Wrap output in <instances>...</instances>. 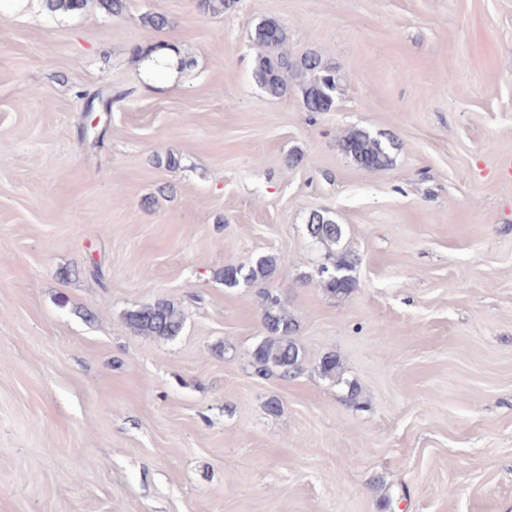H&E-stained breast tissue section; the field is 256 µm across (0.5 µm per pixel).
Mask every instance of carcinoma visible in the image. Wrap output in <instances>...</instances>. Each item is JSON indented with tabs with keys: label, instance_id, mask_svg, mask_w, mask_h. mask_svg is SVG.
Wrapping results in <instances>:
<instances>
[{
	"label": "carcinoma",
	"instance_id": "cac0c4a2",
	"mask_svg": "<svg viewBox=\"0 0 512 512\" xmlns=\"http://www.w3.org/2000/svg\"><path fill=\"white\" fill-rule=\"evenodd\" d=\"M85 0H46L47 9L77 11ZM237 0H198V7L213 14L234 10ZM250 38L265 48L258 56L253 78L269 96L280 98L288 94L289 87L297 85L306 109L310 112H330L336 103L339 87V70L336 64L317 52L295 57L282 49L286 30L279 21L268 18L258 23ZM395 143L371 136L363 130L351 131L342 141L343 150L366 169H383L392 162L391 152ZM306 233L310 241L327 249L332 266L320 271V283L333 295L348 294L356 287L353 275L356 256L343 245L344 228L324 211L315 210L309 216ZM277 259L272 256L258 258L250 265L224 267L223 280L227 288L242 282L254 283L273 278ZM127 323L138 333L159 338H172L180 333L184 315L167 301L132 310L127 313ZM263 325L269 338L258 343L249 353L248 362L256 373L266 375L277 369L280 376L292 378L300 370L302 354L293 338L295 323L279 307L277 298L267 295Z\"/></svg>",
	"mask_w": 512,
	"mask_h": 512
}]
</instances>
